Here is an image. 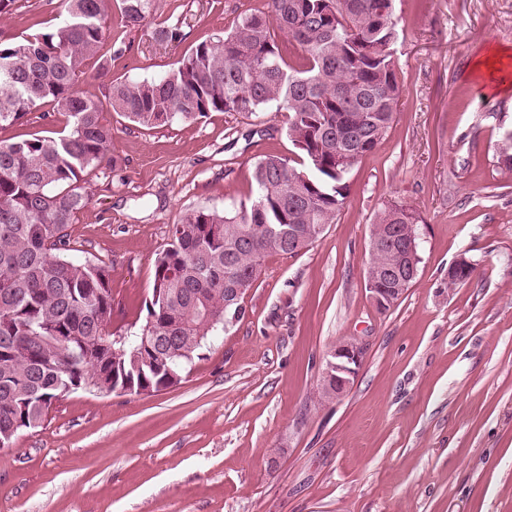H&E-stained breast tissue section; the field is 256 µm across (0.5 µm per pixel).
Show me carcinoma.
<instances>
[{"instance_id": "carcinoma-1", "label": "carcinoma", "mask_w": 512, "mask_h": 512, "mask_svg": "<svg viewBox=\"0 0 512 512\" xmlns=\"http://www.w3.org/2000/svg\"><path fill=\"white\" fill-rule=\"evenodd\" d=\"M68 21L18 41H0V127L42 111L57 113L63 136L0 141V438L39 428L54 400L71 390L125 395L160 392L235 312L255 279L256 261L293 254L283 227L318 239L350 193V173L393 128L402 85L392 45L394 0H268L240 13L224 38L204 39L164 75L112 81L108 100L76 91L88 61L106 68L105 34L146 20L154 0H59ZM281 32L300 51L287 63ZM160 44L182 39L179 24L160 25ZM288 113L298 156L267 154L253 166L255 198L224 212L195 210L170 230L154 272L149 321L141 335L112 347V288L105 262L69 255L71 227L88 205L83 175L115 165L107 111L153 129L211 112L250 117L270 107ZM416 212L378 211V233L395 237L375 256L376 277L407 292L418 270L401 245ZM244 288L239 297L231 288Z\"/></svg>"}]
</instances>
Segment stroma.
Masks as SVG:
<instances>
[{"mask_svg": "<svg viewBox=\"0 0 512 512\" xmlns=\"http://www.w3.org/2000/svg\"><path fill=\"white\" fill-rule=\"evenodd\" d=\"M58 0H24L0 36L63 25ZM267 0H158L139 26L113 25L107 68L77 91L150 80ZM403 86L385 141L353 170L350 196L299 254L271 256L245 315L205 343L179 384L140 395L85 389L0 450V512H512V90L475 71L499 51L512 71V0H396ZM179 23L168 45L156 27ZM116 166L86 175L71 233L111 270L114 337L145 326L155 261L186 211L255 197L263 155L295 157L288 115L212 112L153 129L107 113ZM419 217L421 263L401 303L365 290L378 210ZM473 278L448 287L459 256ZM365 343L353 385L321 402L337 344Z\"/></svg>", "mask_w": 512, "mask_h": 512, "instance_id": "obj_1", "label": "stroma"}]
</instances>
